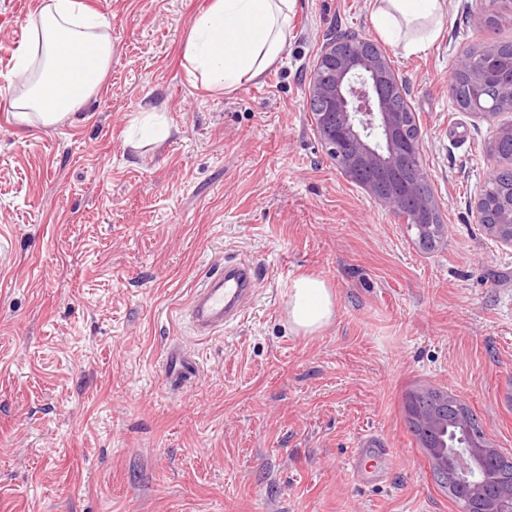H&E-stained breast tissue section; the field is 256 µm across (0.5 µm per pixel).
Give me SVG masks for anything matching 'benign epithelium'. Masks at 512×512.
Listing matches in <instances>:
<instances>
[{"mask_svg":"<svg viewBox=\"0 0 512 512\" xmlns=\"http://www.w3.org/2000/svg\"><path fill=\"white\" fill-rule=\"evenodd\" d=\"M453 71L466 76L475 87L494 85L491 104L480 111L494 117L512 110V67L507 72L474 71L470 55L461 53ZM407 93L392 61L374 43L346 33L322 47L309 83L306 102L320 105L313 113L316 132L326 152L342 172L382 206L403 215L411 214L410 226L426 223L435 210L432 197L424 193L428 175L424 167L401 177L408 159L422 149L421 135H407L411 113L397 111L393 102ZM509 206L501 211L481 193L475 201L477 222L500 243L512 246V186ZM456 427L469 428L474 415L462 408L460 399L434 386L420 390L413 399L410 417L419 433L435 431L439 444L433 465L442 488H448L446 472L466 486L461 512H512V480L497 488L488 486L484 463L500 455L485 435L475 446L447 443L448 417Z\"/></svg>","mask_w":512,"mask_h":512,"instance_id":"obj_1","label":"benign epithelium"}]
</instances>
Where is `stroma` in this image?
I'll return each mask as SVG.
<instances>
[{
	"label": "stroma",
	"mask_w": 512,
	"mask_h": 512,
	"mask_svg": "<svg viewBox=\"0 0 512 512\" xmlns=\"http://www.w3.org/2000/svg\"><path fill=\"white\" fill-rule=\"evenodd\" d=\"M102 14L112 65L74 120L18 126L13 50L44 0H0V512H459L407 429L408 395L464 400L512 453V248L472 208L494 119L459 108L451 64L512 42V11L447 0L442 34L405 55L381 38L378 0H297L281 62L208 91L182 51L210 0H82ZM355 32L408 86L448 233L422 250L405 219L323 148L306 89L323 45ZM156 115L173 133H133ZM257 296L208 338L180 316L225 260ZM326 280L336 318L288 324L292 280ZM200 364L180 390L163 360ZM400 449L371 485L347 460L367 436Z\"/></svg>",
	"instance_id": "obj_1"
}]
</instances>
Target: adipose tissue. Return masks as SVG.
<instances>
[{
    "label": "adipose tissue",
    "mask_w": 512,
    "mask_h": 512,
    "mask_svg": "<svg viewBox=\"0 0 512 512\" xmlns=\"http://www.w3.org/2000/svg\"><path fill=\"white\" fill-rule=\"evenodd\" d=\"M296 0H211L193 18L183 45L188 76L208 90L259 81L276 65L288 42ZM446 0H379L378 33L414 55L440 35ZM112 63V40L102 16L81 0H46L32 23V37L15 52L12 78L23 91L11 110L19 124L54 126L72 120L95 95ZM288 322L306 336L335 318V300L317 275L296 277L288 292Z\"/></svg>",
    "instance_id": "adipose-tissue-1"
}]
</instances>
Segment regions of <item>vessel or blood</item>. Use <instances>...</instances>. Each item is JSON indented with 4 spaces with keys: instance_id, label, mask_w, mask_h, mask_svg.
Here are the masks:
<instances>
[{
    "instance_id": "obj_1",
    "label": "vessel or blood",
    "mask_w": 512,
    "mask_h": 512,
    "mask_svg": "<svg viewBox=\"0 0 512 512\" xmlns=\"http://www.w3.org/2000/svg\"><path fill=\"white\" fill-rule=\"evenodd\" d=\"M255 289V275L250 264H225L194 290L182 315L196 336L203 338L214 335L242 316L244 303L253 296ZM164 369L170 386L175 389L195 380L199 372L196 360L177 343L169 348ZM397 456V449L387 447L376 437L369 436L360 448L353 450L348 469L352 478L362 483L367 479L369 462H377L389 469Z\"/></svg>"
}]
</instances>
